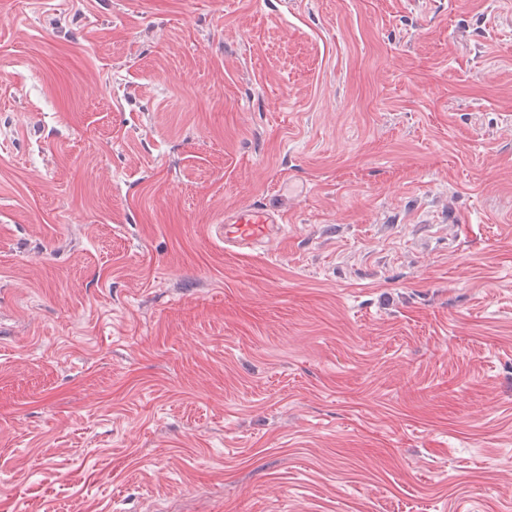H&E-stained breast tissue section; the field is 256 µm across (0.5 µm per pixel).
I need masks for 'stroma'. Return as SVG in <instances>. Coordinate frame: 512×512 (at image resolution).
Masks as SVG:
<instances>
[{"instance_id":"35a3bbf8","label":"stroma","mask_w":512,"mask_h":512,"mask_svg":"<svg viewBox=\"0 0 512 512\" xmlns=\"http://www.w3.org/2000/svg\"><path fill=\"white\" fill-rule=\"evenodd\" d=\"M0 512H512V0H0ZM288 218L264 203L245 202L224 213V248L243 250L261 245L272 235L284 233Z\"/></svg>"}]
</instances>
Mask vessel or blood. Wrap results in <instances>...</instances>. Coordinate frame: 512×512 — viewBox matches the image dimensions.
<instances>
[{"label": "vessel or blood", "mask_w": 512, "mask_h": 512, "mask_svg": "<svg viewBox=\"0 0 512 512\" xmlns=\"http://www.w3.org/2000/svg\"><path fill=\"white\" fill-rule=\"evenodd\" d=\"M288 218L279 209L264 203L246 202L224 214V246L248 249L264 243L272 235L286 232Z\"/></svg>", "instance_id": "1"}]
</instances>
